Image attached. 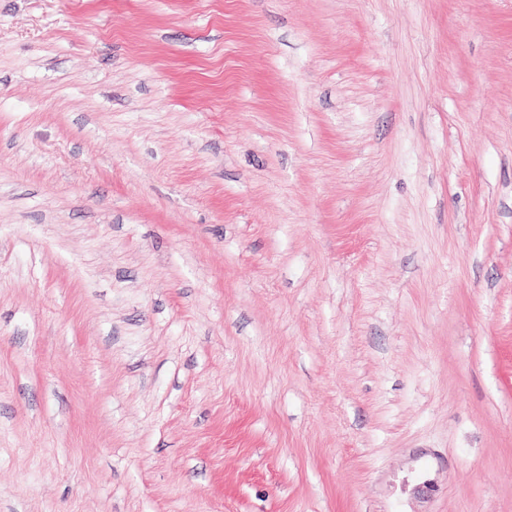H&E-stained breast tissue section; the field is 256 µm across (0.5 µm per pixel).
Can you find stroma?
I'll return each mask as SVG.
<instances>
[{
  "label": "stroma",
  "instance_id": "35a3bbf8",
  "mask_svg": "<svg viewBox=\"0 0 512 512\" xmlns=\"http://www.w3.org/2000/svg\"><path fill=\"white\" fill-rule=\"evenodd\" d=\"M0 512H512V0H0Z\"/></svg>",
  "mask_w": 512,
  "mask_h": 512
}]
</instances>
